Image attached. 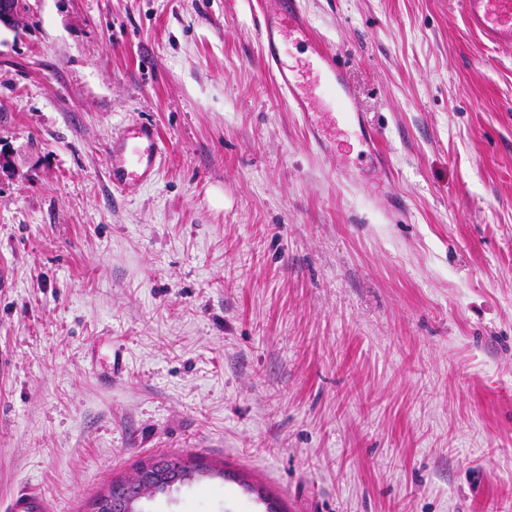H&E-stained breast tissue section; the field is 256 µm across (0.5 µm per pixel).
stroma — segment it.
<instances>
[{
    "mask_svg": "<svg viewBox=\"0 0 512 512\" xmlns=\"http://www.w3.org/2000/svg\"><path fill=\"white\" fill-rule=\"evenodd\" d=\"M259 0L0 27V510L512 512V45L457 0H300L370 148L306 134ZM163 157L113 191L112 139ZM158 130L147 123L128 127L112 143V187L126 195L150 182L162 156ZM176 465L184 467L180 471L170 469ZM196 470H198V465H189L188 462L180 459L159 458L154 462L141 464L134 481L112 483L108 494L96 500L95 512H127L122 510L126 504L130 501L137 504L145 491L162 492L176 484L189 482L195 476ZM116 487H119L125 496L113 502L112 493ZM116 509L120 511H116ZM7 512H53L52 504L36 489L18 492L8 502Z\"/></svg>",
    "mask_w": 512,
    "mask_h": 512,
    "instance_id": "obj_1",
    "label": "stroma"
}]
</instances>
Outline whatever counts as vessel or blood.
<instances>
[{
    "label": "vessel or blood",
    "mask_w": 512,
    "mask_h": 512,
    "mask_svg": "<svg viewBox=\"0 0 512 512\" xmlns=\"http://www.w3.org/2000/svg\"><path fill=\"white\" fill-rule=\"evenodd\" d=\"M469 25L486 42L512 44V0H459ZM263 25L260 32L268 71L300 112L304 127L318 146H325L322 128L310 102L322 94L336 114L338 125L358 129L361 140H371L364 113L348 105L350 88L345 65L320 41L314 40L299 0H260ZM308 43L312 57L303 66L288 64L283 55L286 43ZM157 129L147 123L128 127L112 143V186L128 194L150 182L162 156ZM6 512H53L52 504L36 489L18 492L8 502Z\"/></svg>",
    "instance_id": "obj_1"
}]
</instances>
